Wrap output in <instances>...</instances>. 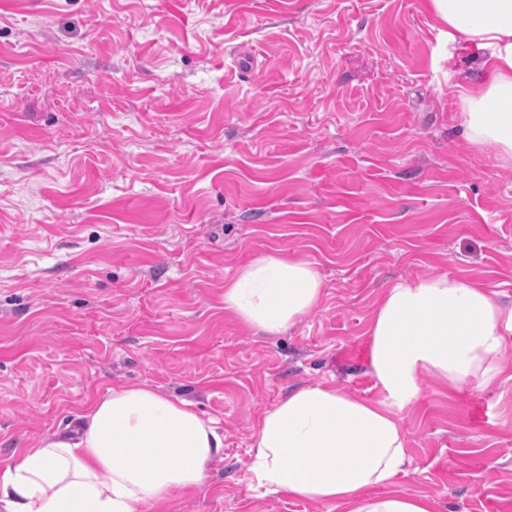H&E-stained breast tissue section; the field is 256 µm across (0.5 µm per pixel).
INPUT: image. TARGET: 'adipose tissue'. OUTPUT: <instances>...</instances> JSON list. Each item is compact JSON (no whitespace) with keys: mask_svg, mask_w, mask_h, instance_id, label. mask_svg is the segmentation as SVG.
<instances>
[{"mask_svg":"<svg viewBox=\"0 0 512 512\" xmlns=\"http://www.w3.org/2000/svg\"><path fill=\"white\" fill-rule=\"evenodd\" d=\"M448 40L482 51V77L455 83L465 137L512 165V0H429ZM313 265L262 255L224 285V308L257 333L286 331L322 298ZM368 372L388 395L365 400L333 386L288 392L252 434L256 487L329 503L345 512H437L426 496L397 488L411 461L393 405L432 377L454 393L512 381V301L448 275L397 283L368 329ZM224 436L190 401L140 386L112 388L78 426L24 449L0 470V512H150L175 489L203 488Z\"/></svg>","mask_w":512,"mask_h":512,"instance_id":"1","label":"adipose tissue"}]
</instances>
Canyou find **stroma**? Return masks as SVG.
<instances>
[{"mask_svg": "<svg viewBox=\"0 0 512 512\" xmlns=\"http://www.w3.org/2000/svg\"><path fill=\"white\" fill-rule=\"evenodd\" d=\"M443 28L427 0H0V469L143 385L224 433L157 512H340L250 488L259 416L319 383L385 400L367 330L398 282L512 295V166L466 140L479 58ZM262 254L323 283L276 336L224 310ZM420 387L398 489L512 512V382Z\"/></svg>", "mask_w": 512, "mask_h": 512, "instance_id": "35a3bbf8", "label": "stroma"}]
</instances>
